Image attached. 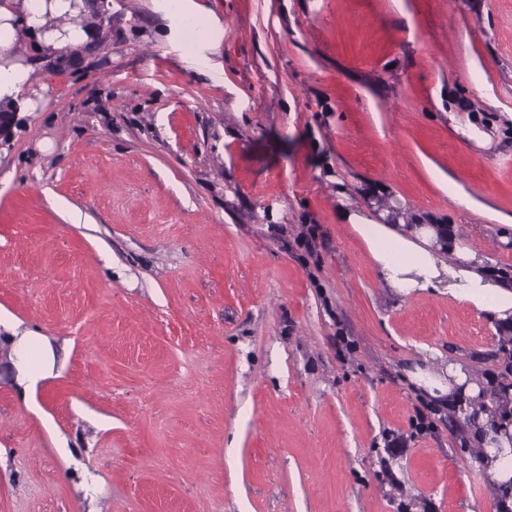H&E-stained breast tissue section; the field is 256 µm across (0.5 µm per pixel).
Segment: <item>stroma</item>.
Returning a JSON list of instances; mask_svg holds the SVG:
<instances>
[{
    "mask_svg": "<svg viewBox=\"0 0 512 512\" xmlns=\"http://www.w3.org/2000/svg\"><path fill=\"white\" fill-rule=\"evenodd\" d=\"M85 56L0 129V322L59 354L0 512H496L415 377L512 356L347 217L512 271V0H111Z\"/></svg>",
    "mask_w": 512,
    "mask_h": 512,
    "instance_id": "1",
    "label": "stroma"
}]
</instances>
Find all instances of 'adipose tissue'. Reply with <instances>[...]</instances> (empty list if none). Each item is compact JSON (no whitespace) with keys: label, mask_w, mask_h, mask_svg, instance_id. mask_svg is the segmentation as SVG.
Instances as JSON below:
<instances>
[{"label":"adipose tissue","mask_w":512,"mask_h":512,"mask_svg":"<svg viewBox=\"0 0 512 512\" xmlns=\"http://www.w3.org/2000/svg\"><path fill=\"white\" fill-rule=\"evenodd\" d=\"M107 7V0H0V112L34 111L38 70L78 64ZM350 222L388 287L402 295L427 288L446 293L471 304L496 333L512 335V274L491 268L447 225L374 223L355 215ZM420 383L467 422L473 444L484 451L485 475L504 512H512V382L484 381L451 360L442 374Z\"/></svg>","instance_id":"obj_1"}]
</instances>
